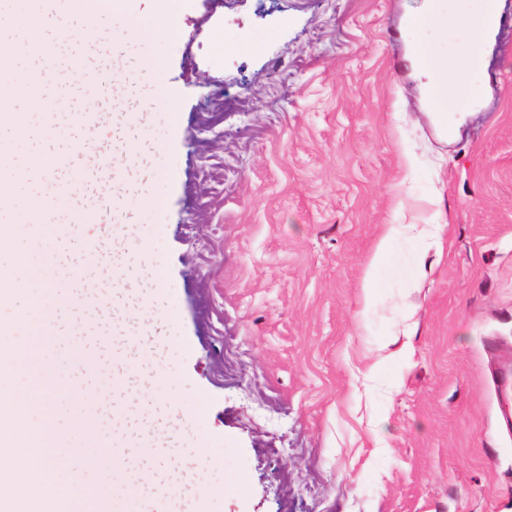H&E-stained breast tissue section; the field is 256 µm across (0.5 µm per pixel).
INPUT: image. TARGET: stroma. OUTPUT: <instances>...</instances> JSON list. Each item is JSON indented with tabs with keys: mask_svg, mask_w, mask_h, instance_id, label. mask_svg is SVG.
Segmentation results:
<instances>
[{
	"mask_svg": "<svg viewBox=\"0 0 512 512\" xmlns=\"http://www.w3.org/2000/svg\"><path fill=\"white\" fill-rule=\"evenodd\" d=\"M428 4L184 0L177 34L156 43L169 117L117 108L120 73L141 60L125 17L60 46L109 79L90 97L64 74L67 136L31 134L29 151L86 143L74 160L89 175L28 219L70 225L55 243L66 265L88 231L76 212L114 226L88 274L99 290L120 242L157 225L170 309L141 329L175 363L179 396L201 399L200 434L222 455L200 477L224 487L216 512H512L494 385L512 366V0H496L502 26L449 103L448 136L409 47L471 45L461 30L409 31ZM135 138L150 168L171 170L163 211L134 204L154 185L127 160ZM389 224V259L370 269ZM123 318L75 308L109 339L103 368L129 354Z\"/></svg>",
	"mask_w": 512,
	"mask_h": 512,
	"instance_id": "1",
	"label": "stroma"
}]
</instances>
